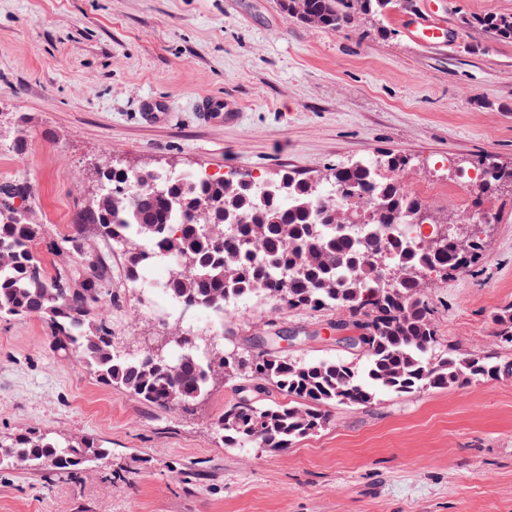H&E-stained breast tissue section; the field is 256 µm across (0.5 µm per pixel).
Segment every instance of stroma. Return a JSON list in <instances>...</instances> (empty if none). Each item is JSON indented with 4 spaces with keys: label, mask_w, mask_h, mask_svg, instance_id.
<instances>
[{
    "label": "stroma",
    "mask_w": 512,
    "mask_h": 512,
    "mask_svg": "<svg viewBox=\"0 0 512 512\" xmlns=\"http://www.w3.org/2000/svg\"><path fill=\"white\" fill-rule=\"evenodd\" d=\"M488 13L512 15V0H397L383 36L367 20L345 33L302 24L279 0H0V183L29 184L48 268L114 166L316 179L394 153L429 223L466 220L476 182L460 202L449 187L478 173V158L512 165V42L463 23ZM425 15L455 38L415 41L407 23ZM208 95L232 100L237 121L201 122ZM483 207L496 221L480 258L427 290L438 336L472 354L512 303V192ZM175 312L162 292L142 296L113 251L98 318L116 350L163 344ZM183 319L243 351L274 325L309 335L290 358L350 355L332 310L252 298ZM237 388L228 377L191 411L161 409L100 383L44 320H0V440L31 431L109 450L73 477L0 469V512H512L510 374L333 407L325 429L284 453L225 447L216 423Z\"/></svg>",
    "instance_id": "stroma-1"
}]
</instances>
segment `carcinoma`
<instances>
[{
	"label": "carcinoma",
	"mask_w": 512,
	"mask_h": 512,
	"mask_svg": "<svg viewBox=\"0 0 512 512\" xmlns=\"http://www.w3.org/2000/svg\"><path fill=\"white\" fill-rule=\"evenodd\" d=\"M395 0H279L281 10L305 24L337 33L363 16L385 18ZM466 24L512 41V16L484 14ZM406 159L357 161L324 175L326 186L284 171L259 191L241 177L195 183L185 175L112 168L101 174V192L80 216L77 231L56 247L50 276L35 245L43 225L15 206L30 194L24 181L0 184V318L38 317L63 351L77 353L100 382L166 408L190 410L222 377L265 385L273 399L235 402L218 430L224 443L285 451L324 429L336 405L368 406L380 393L411 394L463 387L500 372L496 353H461L442 343L425 300L435 280L470 267L482 240L444 225L412 245L402 224L424 223L422 202L400 179ZM487 178L477 197L496 193L495 161H480ZM95 224L106 243L91 270L71 259L82 225ZM135 284L145 268L166 262L162 291L183 310L224 307L260 297L290 309L342 314L338 325L358 332L356 360L302 362L276 352L241 353L191 329L166 348L123 355L95 312L112 298V247ZM493 345L512 348V304L491 315ZM108 455L85 438L63 444L24 433L0 442V467L50 466L71 476Z\"/></svg>",
	"instance_id": "carcinoma-1"
}]
</instances>
